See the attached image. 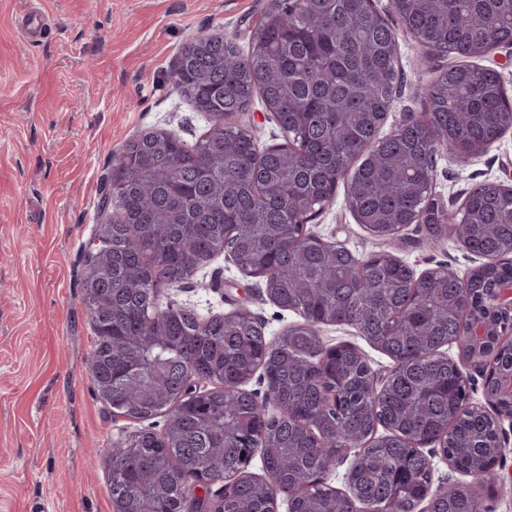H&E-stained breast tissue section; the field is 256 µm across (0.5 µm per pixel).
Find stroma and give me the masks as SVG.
<instances>
[{
    "mask_svg": "<svg viewBox=\"0 0 512 512\" xmlns=\"http://www.w3.org/2000/svg\"><path fill=\"white\" fill-rule=\"evenodd\" d=\"M267 2L0 0V512H114L109 450L138 424L113 417L90 372L95 336L80 279L99 186L127 140L165 130L192 143L207 131L174 81L178 52L197 32L248 46ZM399 60L403 88L386 134L424 111L423 85L448 65L406 33ZM511 177L512 131L464 164L440 153L435 194L453 211L476 184ZM310 229L364 256L392 253L418 273L445 266L463 276L483 263L454 240L428 248L414 224L375 239L340 192ZM259 289L221 255L158 300L204 318L246 308L272 338L299 316ZM322 336L358 347L374 370L394 367L357 328L327 326Z\"/></svg>",
    "mask_w": 512,
    "mask_h": 512,
    "instance_id": "1",
    "label": "stroma"
}]
</instances>
